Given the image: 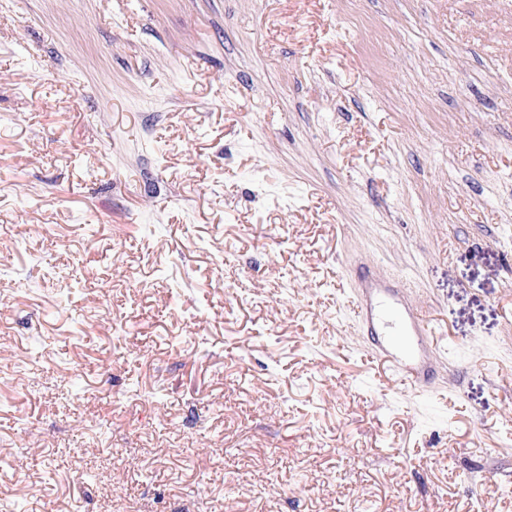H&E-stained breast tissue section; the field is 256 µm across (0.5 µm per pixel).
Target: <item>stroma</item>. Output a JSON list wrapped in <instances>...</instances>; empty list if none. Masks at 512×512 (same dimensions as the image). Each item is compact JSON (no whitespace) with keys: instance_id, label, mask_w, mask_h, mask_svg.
Instances as JSON below:
<instances>
[{"instance_id":"stroma-1","label":"stroma","mask_w":512,"mask_h":512,"mask_svg":"<svg viewBox=\"0 0 512 512\" xmlns=\"http://www.w3.org/2000/svg\"><path fill=\"white\" fill-rule=\"evenodd\" d=\"M1 454L0 512H512V0H0ZM355 307L360 326L364 325L372 335L382 336L385 340L384 345L376 349V354L389 363L401 381L422 389L419 355L423 352L427 358L426 343L434 334L431 322L418 308L402 302L388 288L380 287L377 281L361 289Z\"/></svg>"}]
</instances>
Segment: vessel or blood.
<instances>
[{
  "mask_svg": "<svg viewBox=\"0 0 512 512\" xmlns=\"http://www.w3.org/2000/svg\"><path fill=\"white\" fill-rule=\"evenodd\" d=\"M356 317L372 335L383 337L378 356L389 363L395 375L413 387L423 383L419 355L434 334L423 313L393 294L371 284L362 288L356 303Z\"/></svg>",
  "mask_w": 512,
  "mask_h": 512,
  "instance_id": "1",
  "label": "vessel or blood"
}]
</instances>
